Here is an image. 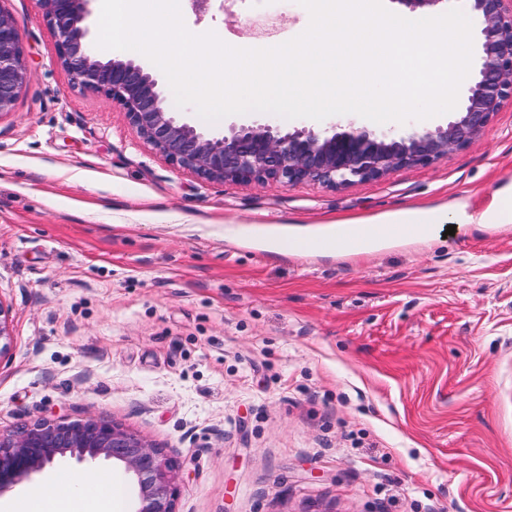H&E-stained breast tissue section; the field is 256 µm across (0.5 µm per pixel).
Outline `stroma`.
Listing matches in <instances>:
<instances>
[{
	"mask_svg": "<svg viewBox=\"0 0 512 512\" xmlns=\"http://www.w3.org/2000/svg\"><path fill=\"white\" fill-rule=\"evenodd\" d=\"M265 0L180 9L255 47ZM28 79L0 117V431L121 423L183 466L176 512H512V101L426 167L334 190L211 183L72 87L37 0H0ZM413 207L460 217L333 257L271 251ZM119 470L54 462L56 478Z\"/></svg>",
	"mask_w": 512,
	"mask_h": 512,
	"instance_id": "35a3bbf8",
	"label": "stroma"
}]
</instances>
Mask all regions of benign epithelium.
<instances>
[{
  "label": "benign epithelium",
  "mask_w": 512,
  "mask_h": 512,
  "mask_svg": "<svg viewBox=\"0 0 512 512\" xmlns=\"http://www.w3.org/2000/svg\"><path fill=\"white\" fill-rule=\"evenodd\" d=\"M58 36L57 60L72 84L112 99L166 161L220 183L312 182L341 188L429 166L483 134L512 100V0H466L478 25L472 79L446 125L380 130L335 122L284 128L257 117L218 134L197 130L168 106L159 80L135 59L102 61L92 49L94 0H39ZM411 12H434L449 0H391ZM28 78L21 36L0 9V116L12 111ZM10 311L0 302V355L8 349ZM105 460L137 488L135 512H176L178 465L165 451L120 424L97 417H46L0 433V497L63 458Z\"/></svg>",
  "instance_id": "7a95c632"
}]
</instances>
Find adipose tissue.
Segmentation results:
<instances>
[{
    "mask_svg": "<svg viewBox=\"0 0 512 512\" xmlns=\"http://www.w3.org/2000/svg\"><path fill=\"white\" fill-rule=\"evenodd\" d=\"M447 214L435 209L411 208L387 222L346 221L336 225L333 236L320 240L294 242L297 250L315 248L331 254L341 247H373L403 236L423 237L434 225L446 223ZM60 497L56 512H112L108 485L101 477L75 480L63 475L58 480Z\"/></svg>",
    "mask_w": 512,
    "mask_h": 512,
    "instance_id": "ef3b65f1",
    "label": "adipose tissue"
}]
</instances>
